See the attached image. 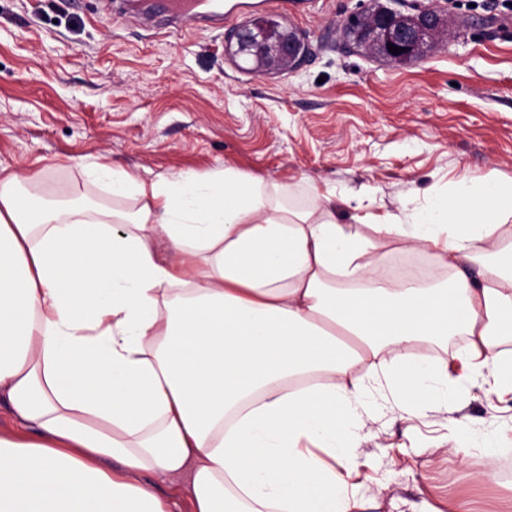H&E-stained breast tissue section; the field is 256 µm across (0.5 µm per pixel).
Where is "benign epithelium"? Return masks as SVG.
I'll return each mask as SVG.
<instances>
[{
  "instance_id": "obj_1",
  "label": "benign epithelium",
  "mask_w": 512,
  "mask_h": 512,
  "mask_svg": "<svg viewBox=\"0 0 512 512\" xmlns=\"http://www.w3.org/2000/svg\"><path fill=\"white\" fill-rule=\"evenodd\" d=\"M454 34L453 24L432 8L410 15L387 7L367 18L357 42L379 58L410 61L420 56L424 46L439 44ZM235 38L236 45H227L225 51L235 58L252 56L272 63L270 67L258 69L260 73L291 70L309 53V44L294 30H288V38L284 39L280 27L275 25L246 26ZM390 43L404 52L398 55L389 52Z\"/></svg>"
}]
</instances>
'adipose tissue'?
<instances>
[{
  "instance_id": "adipose-tissue-1",
  "label": "adipose tissue",
  "mask_w": 512,
  "mask_h": 512,
  "mask_svg": "<svg viewBox=\"0 0 512 512\" xmlns=\"http://www.w3.org/2000/svg\"><path fill=\"white\" fill-rule=\"evenodd\" d=\"M109 179L132 208L0 177V512H173L153 481L182 476L191 512H355L360 369L418 410L512 393V180L352 226L231 167ZM383 239L451 283L388 281ZM454 333L462 373L414 355ZM412 253H419L425 256L431 262V271L424 277L420 283L425 285L433 284L437 281L448 279V270L437 266L433 260L423 252L409 250L405 245L397 242L387 241L381 244L370 256L371 259L377 261L385 270L393 263L401 261Z\"/></svg>"
}]
</instances>
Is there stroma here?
Here are the masks:
<instances>
[{
  "mask_svg": "<svg viewBox=\"0 0 512 512\" xmlns=\"http://www.w3.org/2000/svg\"><path fill=\"white\" fill-rule=\"evenodd\" d=\"M458 23L453 38L398 65L348 47L341 27L370 0H315L282 12L311 51L299 67L257 74L225 51L238 22L199 29L105 15L99 0H0V170L49 199L112 201L96 161L171 178L234 167L284 185L303 208L336 193V219L422 207L461 177L512 179V11L486 0H382ZM352 450L357 512H512V394L470 380L449 409L418 413L383 392ZM468 437L482 447L459 461Z\"/></svg>",
  "mask_w": 512,
  "mask_h": 512,
  "instance_id": "1",
  "label": "stroma"
}]
</instances>
